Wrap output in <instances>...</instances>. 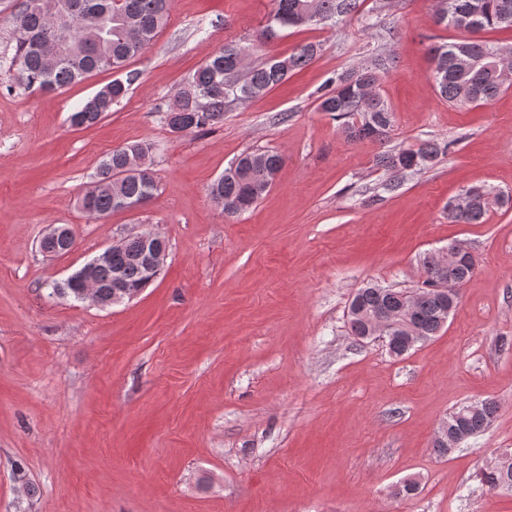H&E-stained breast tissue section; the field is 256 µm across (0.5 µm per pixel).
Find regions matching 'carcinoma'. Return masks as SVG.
<instances>
[{"instance_id": "1", "label": "carcinoma", "mask_w": 512, "mask_h": 512, "mask_svg": "<svg viewBox=\"0 0 512 512\" xmlns=\"http://www.w3.org/2000/svg\"><path fill=\"white\" fill-rule=\"evenodd\" d=\"M170 0H7L0 9V24H7L13 40L15 82L32 93L61 91L100 71L120 72L126 63L144 54L168 20ZM432 14L433 23L465 33L461 39L435 44L429 49L432 78L438 96L456 105L487 102L512 86L504 72L512 61V46L504 47L484 39L497 29L512 30V0H440ZM360 0H273V8L255 32L254 43L263 46L279 32L291 27L336 23L358 12ZM304 13L318 15L311 22ZM464 50L470 65L456 62ZM318 46L301 45L283 59L250 62L252 46L227 40L207 61L178 86L166 110L169 131L192 135L224 123V112L232 103L256 99L286 80L292 71L306 67L317 55ZM392 58L378 55L370 65L342 71L332 78L317 97V109L335 119L347 120L353 141L385 143L392 137L395 115L380 93V82L390 69ZM135 73L116 77L93 96L76 105L68 115L70 126L90 127L128 94ZM152 146L132 143L108 153L99 163L97 180L80 199V207L101 219L129 204H147L158 190L153 172L145 165ZM449 145L424 141L403 146L376 157V165L398 173L428 167ZM282 165L281 158L268 150L239 155L210 187V196L227 215L250 209L268 192L270 182ZM468 200L447 205L448 219L458 224H481L489 209V194L481 188L464 191ZM74 238L42 241L48 253H66ZM142 250L136 236H129L124 249L112 253L108 261L86 263L102 302L112 297V277L122 272L130 291H139L159 276L133 265L128 256ZM442 257L424 259L425 288L419 290L413 309L403 310L407 292L393 288L366 286L354 294L348 307V329L353 336H366L380 324L396 340L387 346L392 357L407 355L411 348L404 337L419 336L428 341L442 330L459 297V287L470 282L477 262L470 253L441 267ZM51 295L85 302L79 280L53 284ZM498 405L484 399L480 409L465 411L460 406L448 414V441L464 435L471 440L483 434L496 419ZM482 484L493 490L512 484V453H504L481 472Z\"/></svg>"}]
</instances>
